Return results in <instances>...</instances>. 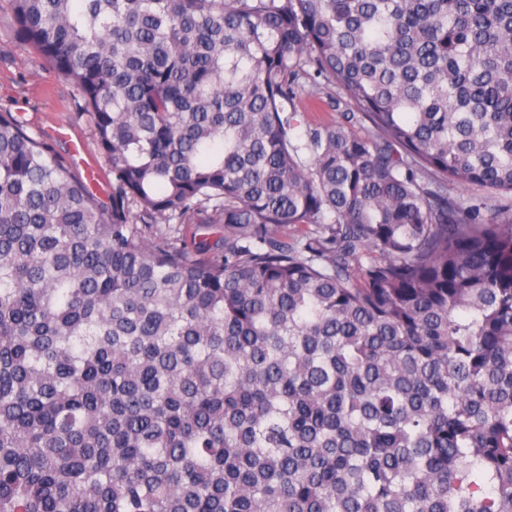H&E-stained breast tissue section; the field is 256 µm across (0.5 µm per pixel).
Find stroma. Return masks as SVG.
I'll return each instance as SVG.
<instances>
[{
  "instance_id": "35a3bbf8",
  "label": "stroma",
  "mask_w": 512,
  "mask_h": 512,
  "mask_svg": "<svg viewBox=\"0 0 512 512\" xmlns=\"http://www.w3.org/2000/svg\"><path fill=\"white\" fill-rule=\"evenodd\" d=\"M0 110L20 114L31 135L81 175L104 206L112 204V172L98 152L91 129L76 118L69 84L57 80L45 61L18 44L7 15H0Z\"/></svg>"
}]
</instances>
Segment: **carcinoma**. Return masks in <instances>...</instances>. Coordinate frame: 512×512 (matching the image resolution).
Masks as SVG:
<instances>
[{"mask_svg":"<svg viewBox=\"0 0 512 512\" xmlns=\"http://www.w3.org/2000/svg\"><path fill=\"white\" fill-rule=\"evenodd\" d=\"M1 13L112 211L0 111V512H512V0ZM449 193L462 202H468L472 198H481L493 203L499 196L494 190L477 184L454 187L449 190Z\"/></svg>","mask_w":512,"mask_h":512,"instance_id":"cac0c4a2","label":"carcinoma"}]
</instances>
